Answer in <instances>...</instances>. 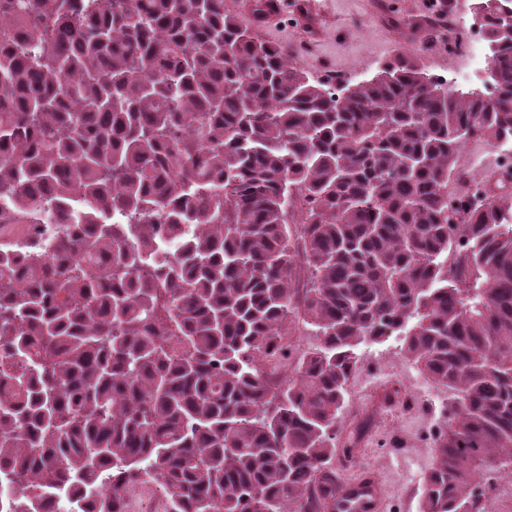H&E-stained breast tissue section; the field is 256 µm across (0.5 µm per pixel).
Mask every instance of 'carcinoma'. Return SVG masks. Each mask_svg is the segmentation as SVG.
Masks as SVG:
<instances>
[{
    "instance_id": "1",
    "label": "carcinoma",
    "mask_w": 512,
    "mask_h": 512,
    "mask_svg": "<svg viewBox=\"0 0 512 512\" xmlns=\"http://www.w3.org/2000/svg\"><path fill=\"white\" fill-rule=\"evenodd\" d=\"M495 99L399 57L332 92L224 0H0V488L118 512H338L357 347L389 328L450 393L421 512L512 472V190L448 223L469 140L512 138V0H481ZM305 263L292 249L297 200ZM305 273L302 304L293 282ZM319 346L276 382L288 325ZM145 488V496L143 497L140 506L136 509L129 508V491L131 485H127L120 490L121 507L123 512H157L155 507L157 503H161L164 509L163 512H170V502L163 491L155 483H143Z\"/></svg>"
}]
</instances>
